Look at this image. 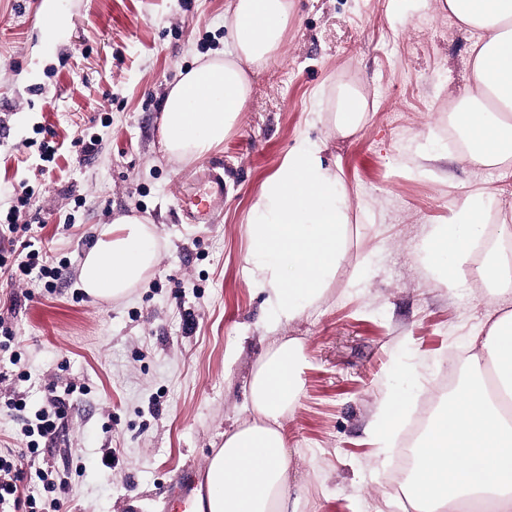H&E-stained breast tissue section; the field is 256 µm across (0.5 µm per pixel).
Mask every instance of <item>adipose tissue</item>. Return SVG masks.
Instances as JSON below:
<instances>
[{
    "instance_id": "1",
    "label": "adipose tissue",
    "mask_w": 512,
    "mask_h": 512,
    "mask_svg": "<svg viewBox=\"0 0 512 512\" xmlns=\"http://www.w3.org/2000/svg\"><path fill=\"white\" fill-rule=\"evenodd\" d=\"M292 10L293 0H231L230 49L187 71L166 92L160 128L165 153L196 161L223 145L250 97L251 72L280 51ZM438 10L477 35L469 85L454 110L465 134L458 158L512 177V0H438ZM367 116L365 96L346 86L334 108L318 118L346 138ZM350 209L336 171L305 140L262 185L246 235L255 283L277 321H292L322 299L345 256ZM433 237L448 258L449 282H457L483 237L478 198L463 199L453 224ZM150 238L145 221L134 215L102 227L81 263L84 292L105 301L124 296L156 263ZM506 242L512 243V225L505 223L475 270L493 296V312L469 342L468 384L449 397L415 453L406 484L415 512H460L474 505L512 512V417L501 408L502 399H512V259L502 250ZM301 361L295 339L276 343L257 361L245 402L252 420L225 432L223 448L210 457L206 512H298L281 420L298 399Z\"/></svg>"
}]
</instances>
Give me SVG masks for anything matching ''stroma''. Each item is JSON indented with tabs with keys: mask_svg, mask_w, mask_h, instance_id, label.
<instances>
[{
	"mask_svg": "<svg viewBox=\"0 0 512 512\" xmlns=\"http://www.w3.org/2000/svg\"><path fill=\"white\" fill-rule=\"evenodd\" d=\"M0 0V214L19 209L58 267L42 281L0 278V451L21 448L24 417L48 394L67 415L36 462H18L23 495L53 512L31 466L64 480L66 512H168L185 466L205 470L225 431L248 422V380L281 339L303 345L301 392L282 420L301 512H404L392 476L409 424L491 309L467 275L447 284L431 235L479 193L481 265L512 178L462 165L448 143L451 97L469 82L474 33L436 0H294L281 55L252 77L238 127L198 161L159 145L163 95L201 57L230 48L228 0ZM368 102L362 129L340 138L315 119L339 88ZM323 145L353 199L346 253L322 300L273 324L252 282L245 226L264 181L301 138ZM94 141L93 152L80 145ZM56 149L42 160L40 144ZM224 179L207 221L186 210ZM150 222L157 264L112 302L88 296L79 266L101 225ZM17 362H10V355ZM404 412L379 447L382 400ZM26 402L24 412L8 399Z\"/></svg>",
	"mask_w": 512,
	"mask_h": 512,
	"instance_id": "stroma-1",
	"label": "stroma"
}]
</instances>
